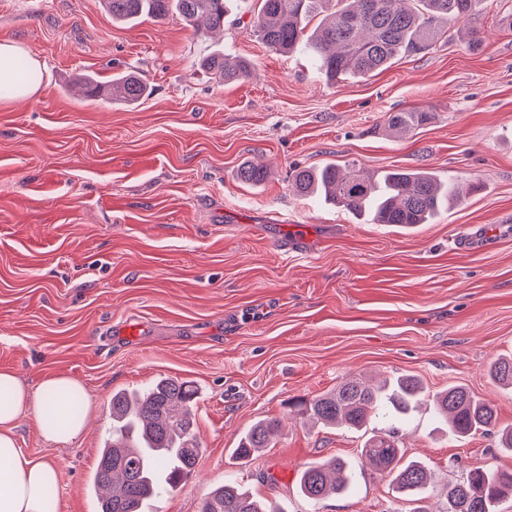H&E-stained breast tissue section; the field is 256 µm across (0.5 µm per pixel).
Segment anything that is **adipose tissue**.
<instances>
[{"label": "adipose tissue", "instance_id": "obj_1", "mask_svg": "<svg viewBox=\"0 0 512 512\" xmlns=\"http://www.w3.org/2000/svg\"><path fill=\"white\" fill-rule=\"evenodd\" d=\"M21 45L0 42V99L21 102L38 89L37 83L15 76L12 62L22 54ZM78 396V410H71L68 396ZM87 395L71 376H45L38 387L23 383L15 372L0 370V512H58L56 497L59 469L51 461L21 448L17 431L23 418H31L41 436L67 445L83 432L90 405Z\"/></svg>", "mask_w": 512, "mask_h": 512}]
</instances>
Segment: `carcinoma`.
<instances>
[{
	"label": "carcinoma",
	"instance_id": "carcinoma-1",
	"mask_svg": "<svg viewBox=\"0 0 512 512\" xmlns=\"http://www.w3.org/2000/svg\"><path fill=\"white\" fill-rule=\"evenodd\" d=\"M231 0H104L112 19L127 22L142 18L164 19L175 9L196 31H224ZM260 0L253 31L276 54L306 50L332 82L353 75L366 77L388 68L404 55L428 51L447 37L448 27L470 21L480 0ZM325 15L326 23L306 32L308 22ZM202 66L226 82L246 78L251 65L245 60L228 63L214 52ZM86 93H107L114 101L134 103L147 91L144 82L123 75L104 89L94 78L81 79ZM429 120V113L416 110L391 112L387 129L402 133ZM240 180L259 183L265 179L262 166L247 163ZM292 183L302 196L324 197L325 202L373 224L409 227L428 224L444 203L455 205L463 198L462 186L444 183L428 171L395 169L374 179L348 165L329 163L292 173ZM492 380L512 387V357L496 360L489 371ZM197 390L187 380L161 378L142 390L112 393V422L103 442L94 475L102 490L99 512H147L150 503L178 488L195 469L201 451L193 410ZM425 389L413 375L382 384L346 379L332 391L299 397L290 402L301 419L324 427L360 431L376 415L393 419L410 416L419 406ZM435 414L458 437L487 433L497 426L495 409L464 386H450L433 395ZM280 429L276 418L254 422L241 436L235 459L249 462L269 447ZM362 459L376 472L391 477L398 492L415 501L435 481L425 464L403 461V451L393 433L369 437ZM348 461L333 456L305 468L299 477L303 496L318 503L345 493L350 484ZM512 494V473L482 467L470 470L463 480L448 486L446 512H498V504ZM198 512H285L280 505L253 498L228 482L202 499Z\"/></svg>",
	"mask_w": 512,
	"mask_h": 512
}]
</instances>
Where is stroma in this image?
I'll return each mask as SVG.
<instances>
[{"mask_svg":"<svg viewBox=\"0 0 512 512\" xmlns=\"http://www.w3.org/2000/svg\"><path fill=\"white\" fill-rule=\"evenodd\" d=\"M256 10L234 0L214 40L175 12L118 23L101 0H0V41L39 60L41 83L26 102L0 100V368L31 386L64 372L91 401L71 445L28 420L18 430L22 448L58 465L60 512H98L113 391L163 377L197 387L201 453L153 512H198L229 480L286 512H413L361 460L380 429L434 471L430 512H446L448 485L473 468L512 472L497 436L512 428V390L488 375L512 356V30L499 26L512 0H484L433 51L334 83L304 54L258 41ZM218 49L251 60L252 76L215 79L201 61ZM128 72L147 85L134 105L76 84ZM406 110L430 118L390 134L386 115ZM246 162L266 165V179L243 183ZM328 163L477 188L432 223L370 224L293 192V170ZM476 229L491 230L485 247H456ZM131 322L142 336L124 335ZM400 375L431 393L467 386L494 405L497 432L449 436L426 403L359 432L309 429L288 408L349 378ZM265 417L280 420L278 436L239 463L232 448ZM333 455L350 461L352 489L312 504L297 477Z\"/></svg>","mask_w":512,"mask_h":512,"instance_id":"1","label":"stroma"}]
</instances>
